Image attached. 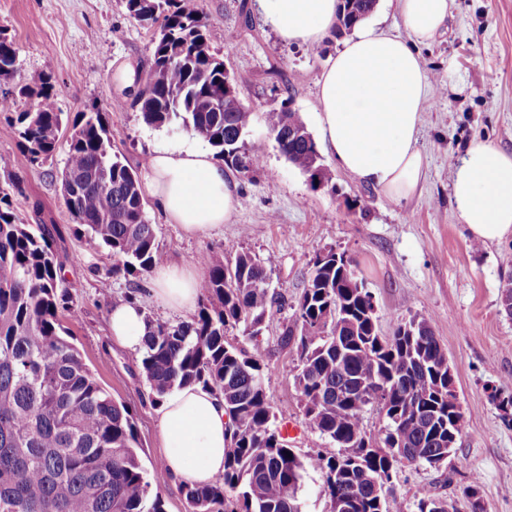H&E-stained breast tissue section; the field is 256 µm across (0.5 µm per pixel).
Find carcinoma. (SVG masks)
<instances>
[{"label": "carcinoma", "instance_id": "1", "mask_svg": "<svg viewBox=\"0 0 512 512\" xmlns=\"http://www.w3.org/2000/svg\"><path fill=\"white\" fill-rule=\"evenodd\" d=\"M142 23L161 22L151 82L139 94L143 121L177 126L205 140L239 172L259 166L245 136L254 113L239 92H224V61L212 50V23L198 0H124ZM376 0H339L335 34L352 31ZM16 52L0 32V80L15 77ZM37 108L16 122L29 160L56 152L62 113L49 83L18 86ZM280 152L310 181L335 187L299 113H267ZM76 232L113 258L109 275L147 274L163 258L137 173L112 153V130L100 114L73 123L61 187ZM16 178L0 181V512H164L163 476H149L136 452L129 408L96 381L64 334L77 320L63 282L54 224H25L15 214ZM332 248L316 254L279 344L296 353L295 385L307 426L340 453L301 458L276 425L272 393L263 383L264 324L273 305L265 262L237 247L207 253L204 299L177 324L147 317L150 331L140 367L154 402L175 387L201 384L224 394L233 424L224 473L206 485H184L189 512H302L304 472L325 476L330 512H404L383 494L393 463L436 470L448 459L441 441L462 432L463 413L448 398V357L429 320L413 318L383 336L371 292L353 260L338 263ZM243 328L245 347L233 337ZM383 416L379 441L367 435L366 407ZM416 512H448V502L421 488Z\"/></svg>", "mask_w": 512, "mask_h": 512}]
</instances>
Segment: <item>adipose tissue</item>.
<instances>
[{
  "label": "adipose tissue",
  "mask_w": 512,
  "mask_h": 512,
  "mask_svg": "<svg viewBox=\"0 0 512 512\" xmlns=\"http://www.w3.org/2000/svg\"><path fill=\"white\" fill-rule=\"evenodd\" d=\"M408 38L362 21L332 57L319 81L316 123L337 166L394 203L408 201L424 175L418 148L422 116L432 96L417 45L445 27L449 0H395ZM279 37L288 43H321L336 21L337 0H261ZM144 188L161 216L189 235L229 223L240 205L238 183L207 150L194 145L156 150ZM455 211L471 237L485 244L512 238V154L477 142L469 145L452 177ZM152 296L189 315L200 298L201 278L186 264L157 265ZM112 341L137 352L148 331L141 300L112 304ZM169 478L208 484L224 470L231 419L222 394L199 385L173 389L156 405Z\"/></svg>",
  "instance_id": "ef3b65f1"
}]
</instances>
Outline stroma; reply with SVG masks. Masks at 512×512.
Returning <instances> with one entry per match:
<instances>
[{"mask_svg":"<svg viewBox=\"0 0 512 512\" xmlns=\"http://www.w3.org/2000/svg\"><path fill=\"white\" fill-rule=\"evenodd\" d=\"M199 4L212 23L214 51L256 114L245 143L262 165L237 173L241 206L230 223L207 235L186 236L147 204L145 217L165 258L192 264L199 254L220 256L232 244L265 261L271 289L286 304L273 308L266 320L263 379L274 396L277 425L298 428L289 443L307 457L333 455L337 448L306 426L294 383L297 357L281 349L278 338L307 284L315 254L330 247L346 253L374 297L382 335L413 317L430 321L453 366L464 413L457 450L441 469L406 462L397 467L392 490L404 512H415L423 486L447 500L449 512H472L463 488L474 478L480 481L484 512H512V419L492 398L497 391L512 393V317L500 306L501 287L512 279V238L473 246L451 196L453 169L470 143L512 153V0H453L447 28L419 46L434 87L418 142L426 178L420 194L400 205L342 171L335 188L312 186L268 132L267 112L285 102L310 132H317L318 82L343 37L331 36L313 54L279 39L260 0ZM1 29L13 41L17 73L0 81V93L50 82L56 106L69 121L100 113L113 133L114 151L137 174H144L153 150L191 141L179 128L145 124L135 97L115 83L116 72L129 64L147 77L157 34L131 18L123 0H0ZM34 105V99L19 97L13 111L0 112V163L20 179L13 209L24 223L57 225L55 248L79 312L69 326L71 340L99 384L132 408L143 467H163L155 403L139 356L111 344L107 314L116 300L132 295L155 319L177 324L183 317L152 297L149 276L106 277L109 252L93 250L76 233L62 199L65 147L39 165L30 164L22 151L15 117Z\"/></svg>","mask_w":512,"mask_h":512,"instance_id":"stroma-1","label":"stroma"}]
</instances>
